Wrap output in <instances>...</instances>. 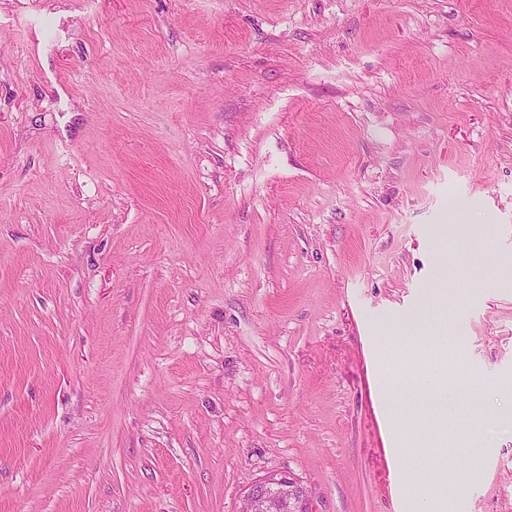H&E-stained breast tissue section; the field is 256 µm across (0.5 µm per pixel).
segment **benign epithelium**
<instances>
[{
	"mask_svg": "<svg viewBox=\"0 0 512 512\" xmlns=\"http://www.w3.org/2000/svg\"><path fill=\"white\" fill-rule=\"evenodd\" d=\"M309 490L289 472L270 474L253 483L239 512H307Z\"/></svg>",
	"mask_w": 512,
	"mask_h": 512,
	"instance_id": "1",
	"label": "benign epithelium"
}]
</instances>
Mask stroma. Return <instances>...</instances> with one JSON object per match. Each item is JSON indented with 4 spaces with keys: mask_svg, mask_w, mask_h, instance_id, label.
<instances>
[{
    "mask_svg": "<svg viewBox=\"0 0 512 512\" xmlns=\"http://www.w3.org/2000/svg\"><path fill=\"white\" fill-rule=\"evenodd\" d=\"M504 382L512 0H0V512H512ZM425 333L424 336H418L415 330H401L395 336H389V341L391 345L399 347L423 344L433 348H444L450 340L441 326L426 327ZM466 390L462 379H446L441 375H430L411 387L393 388L389 395L391 404L405 407L427 406L439 410L437 414L447 420L448 399L458 397ZM306 486L291 473L270 474L253 483L244 495L239 512H311Z\"/></svg>",
    "mask_w": 512,
    "mask_h": 512,
    "instance_id": "35a3bbf8",
    "label": "stroma"
}]
</instances>
